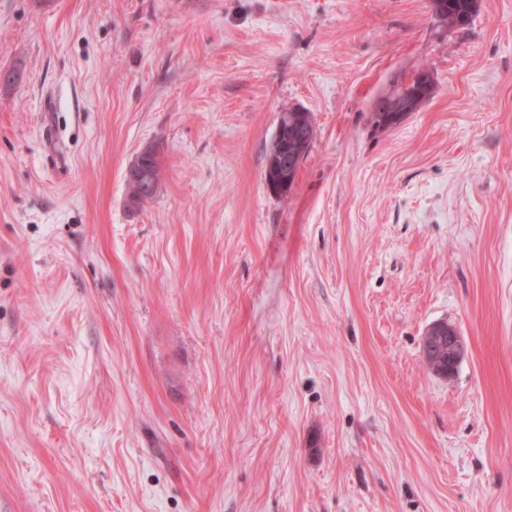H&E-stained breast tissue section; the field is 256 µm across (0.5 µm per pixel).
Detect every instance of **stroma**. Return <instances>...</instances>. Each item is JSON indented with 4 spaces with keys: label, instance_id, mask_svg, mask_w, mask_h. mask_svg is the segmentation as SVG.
I'll use <instances>...</instances> for the list:
<instances>
[{
    "label": "stroma",
    "instance_id": "obj_1",
    "mask_svg": "<svg viewBox=\"0 0 512 512\" xmlns=\"http://www.w3.org/2000/svg\"><path fill=\"white\" fill-rule=\"evenodd\" d=\"M1 501L512 512V0H0ZM430 8L436 19L451 29L468 27L478 13V0H431ZM415 110V100L411 94L404 91L403 94L385 95L380 97L374 107V112H384L376 114L375 123L382 128L390 127L388 112H396L395 120L401 122L410 112ZM285 114V122L279 123L277 130H276V141H283L286 143V147L282 149L281 153L278 155V161L275 164L274 167H270L271 169V175L266 172L265 176V184L268 189V191L275 193L277 191H283L288 187V183H290V186L294 183L295 175L297 173V170L302 163L303 159L305 158L306 154L309 152L311 143L313 141L314 135H315V127L314 122L312 118V114L307 111H303L300 108H295L293 111H289ZM290 112L297 113V112H304L306 116L303 118L304 120V126L308 128L307 131V139H308V146L305 151V154L303 158L301 159L307 139L301 134V127L302 122H296V116L294 114H291ZM291 118L292 122L289 124L288 119ZM291 132L290 134V141H291V147L290 150H288V132ZM300 160L298 167L295 170L297 161ZM295 170L294 176L292 177L291 181L289 180L291 173ZM154 153L152 150H144L140 154H138L134 160V162L130 165L127 170V191L128 197L136 196L139 200L136 203H132L134 205L140 206L145 202L151 200L156 193L158 187L154 180V177L151 175V171L148 165V160ZM132 181V182H131ZM133 182H139L141 185H147L148 190L144 186L135 185ZM156 185V189L154 190ZM152 190H154L152 192ZM468 345L458 329L446 321L431 324L423 336V359L436 376L450 378L465 357Z\"/></svg>",
    "mask_w": 512,
    "mask_h": 512
}]
</instances>
